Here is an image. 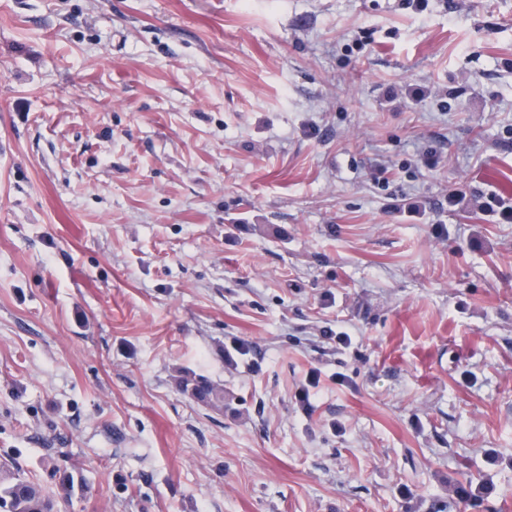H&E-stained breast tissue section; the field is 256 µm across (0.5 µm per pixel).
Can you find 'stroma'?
I'll return each instance as SVG.
<instances>
[{
  "instance_id": "obj_1",
  "label": "stroma",
  "mask_w": 512,
  "mask_h": 512,
  "mask_svg": "<svg viewBox=\"0 0 512 512\" xmlns=\"http://www.w3.org/2000/svg\"><path fill=\"white\" fill-rule=\"evenodd\" d=\"M505 175L512 0H0V456L65 512H512ZM177 381L180 390L196 403L204 406L224 407V389L206 376L183 372ZM52 465L51 476L56 477L59 474L60 488L64 492L62 497L64 502L69 504L75 495V487L83 494L88 488L84 478L80 475L76 467L68 462V460L60 458L56 455L55 448H44ZM489 485L486 475L480 470L461 473L456 481L455 494L458 503L472 512H490L492 506L487 504Z\"/></svg>"
}]
</instances>
